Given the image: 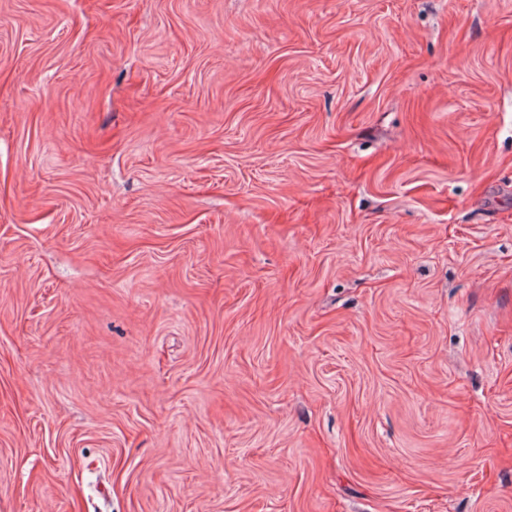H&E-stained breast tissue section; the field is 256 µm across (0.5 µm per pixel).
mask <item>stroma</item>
<instances>
[{
    "label": "stroma",
    "mask_w": 512,
    "mask_h": 512,
    "mask_svg": "<svg viewBox=\"0 0 512 512\" xmlns=\"http://www.w3.org/2000/svg\"><path fill=\"white\" fill-rule=\"evenodd\" d=\"M0 512H512V0H0Z\"/></svg>",
    "instance_id": "35a3bbf8"
}]
</instances>
